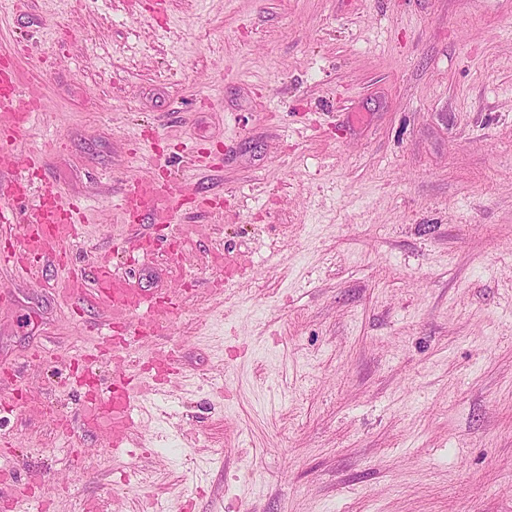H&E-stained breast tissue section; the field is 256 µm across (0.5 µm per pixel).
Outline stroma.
Segmentation results:
<instances>
[{
  "mask_svg": "<svg viewBox=\"0 0 512 512\" xmlns=\"http://www.w3.org/2000/svg\"><path fill=\"white\" fill-rule=\"evenodd\" d=\"M3 49L43 80L17 151L83 206L74 262L154 234L120 178L213 201L181 269L146 262L178 307L131 353L179 373L140 456L54 426L106 317L0 267L26 512H512V0H0Z\"/></svg>",
  "mask_w": 512,
  "mask_h": 512,
  "instance_id": "obj_1",
  "label": "stroma"
}]
</instances>
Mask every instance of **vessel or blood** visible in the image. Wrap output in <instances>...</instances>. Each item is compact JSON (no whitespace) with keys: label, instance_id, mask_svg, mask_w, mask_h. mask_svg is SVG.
<instances>
[{"label":"vessel or blood","instance_id":"1","mask_svg":"<svg viewBox=\"0 0 512 512\" xmlns=\"http://www.w3.org/2000/svg\"><path fill=\"white\" fill-rule=\"evenodd\" d=\"M0 84L7 89L0 96V136L8 140L0 147V155L10 158L15 144L26 136L38 106L19 91L16 68L9 62L0 63ZM122 201L133 221L167 228L184 202L202 208L208 198L198 183L171 184L147 177L124 180ZM80 222L77 206L65 203L55 190L41 191L11 246L0 249V265L11 266L38 283L44 282L47 266L62 268L60 297L107 315L115 336L106 349L123 372L133 364L125 335H168L175 305L157 301L152 289L144 286L139 262L120 270L104 258L90 276L70 265L66 245L77 236ZM174 362L171 355L152 361L150 374L126 388L83 392L77 417L84 431L105 432L113 456H131L132 439L143 427L140 402L169 382Z\"/></svg>","mask_w":512,"mask_h":512}]
</instances>
